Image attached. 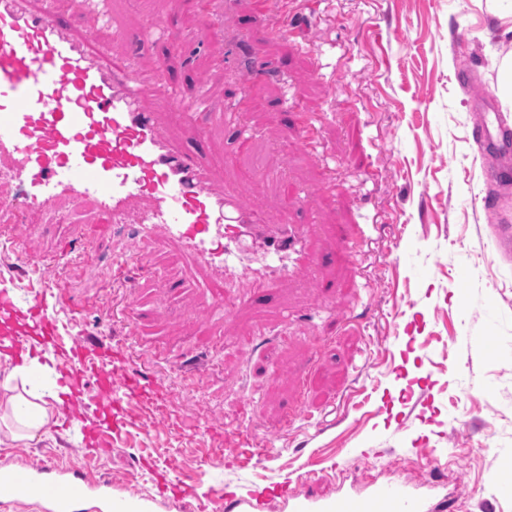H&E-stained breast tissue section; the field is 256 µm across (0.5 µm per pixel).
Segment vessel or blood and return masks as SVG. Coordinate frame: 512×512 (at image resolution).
Listing matches in <instances>:
<instances>
[{
  "mask_svg": "<svg viewBox=\"0 0 512 512\" xmlns=\"http://www.w3.org/2000/svg\"><path fill=\"white\" fill-rule=\"evenodd\" d=\"M86 0H0V162L6 163L18 194L0 200V215L18 206L46 208L60 198L92 201L116 224L137 217L143 237L164 245L176 243L208 270L209 287L201 297L216 321L236 300L223 285L228 278L247 280L264 298L288 275L310 264L305 240L285 224H268L259 209L243 202L240 191H212L220 168L200 147L172 142L144 100L166 90L159 79L142 80L130 64L108 66L88 41L73 38L68 13ZM199 28L173 34L154 22L137 41L141 50L166 45L187 58L191 43L222 34L223 16L209 0L200 4ZM269 19L267 36L284 38L287 0H256ZM186 121L206 134L213 121L236 128L235 149L253 140L241 105L216 107L204 86L174 97ZM496 157L492 176L512 180V127L502 116L476 132ZM26 310L28 320L0 335L11 349L56 350L60 340L59 307L46 294L18 302L11 289H0V317ZM62 380L75 418L86 420L85 447L94 455L112 451V434L125 423L127 388L139 379L112 363V350L88 355L72 337ZM95 385L105 401L87 415L85 390ZM96 497L109 512H135V497L113 498L109 479H88L80 471L54 463L0 465V503L37 500L43 512H75L77 504ZM294 512H425L424 502L407 487L378 484L363 491L316 503L298 500Z\"/></svg>",
  "mask_w": 512,
  "mask_h": 512,
  "instance_id": "obj_1",
  "label": "vessel or blood"
}]
</instances>
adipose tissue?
I'll use <instances>...</instances> for the list:
<instances>
[{
    "label": "adipose tissue",
    "mask_w": 512,
    "mask_h": 512,
    "mask_svg": "<svg viewBox=\"0 0 512 512\" xmlns=\"http://www.w3.org/2000/svg\"><path fill=\"white\" fill-rule=\"evenodd\" d=\"M57 379L54 366L28 355L1 369L0 435L26 443L47 437L51 421L63 416Z\"/></svg>",
    "instance_id": "ef3b65f1"
}]
</instances>
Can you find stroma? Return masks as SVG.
Returning a JSON list of instances; mask_svg holds the SVG:
<instances>
[{"mask_svg": "<svg viewBox=\"0 0 512 512\" xmlns=\"http://www.w3.org/2000/svg\"><path fill=\"white\" fill-rule=\"evenodd\" d=\"M233 2L223 38L193 44L191 66L173 64L167 77L184 90L205 84L219 101L240 94L252 73L212 65L238 38L281 65L284 79L266 80L260 108L245 116L278 176L245 183L244 197L266 223L297 225L314 256L351 230L355 260L323 259L315 275L244 300L218 326L195 288L208 273L177 244L156 247L131 222L101 223L89 202L19 208L0 234V286L21 297L60 289L76 313L66 330L109 326L161 398L132 395L109 457L86 456L82 429L67 422L38 443L1 441L0 462L62 456L89 478L108 473L113 496H140L147 512H197L159 492L158 469L237 495L287 483L260 512H294L293 497L323 502L370 481L454 500L462 512H512L501 492L512 483V257L494 237L512 225V185L489 178L493 159L473 136L478 99L500 101L496 63L512 43L473 0H310L295 39L266 37L251 0ZM109 10L106 24L71 15L74 36L132 57L145 78L160 54L138 52L135 36L153 19L180 32L197 19L191 0H111ZM117 27L126 40L114 39ZM293 100L317 117V152L292 147ZM144 106L174 140H196L166 95ZM230 136L213 124L205 152L223 158L233 181L247 163ZM286 184L301 191L300 205L286 203ZM491 193L499 204L487 210ZM138 252L150 266L129 283L110 278L118 257ZM23 253L38 266L23 265ZM182 357L203 360V377L185 374ZM225 424L250 432L266 456L240 466V438L214 432ZM216 453L223 469L209 466Z\"/></svg>", "mask_w": 512, "mask_h": 512, "instance_id": "obj_1", "label": "stroma"}]
</instances>
